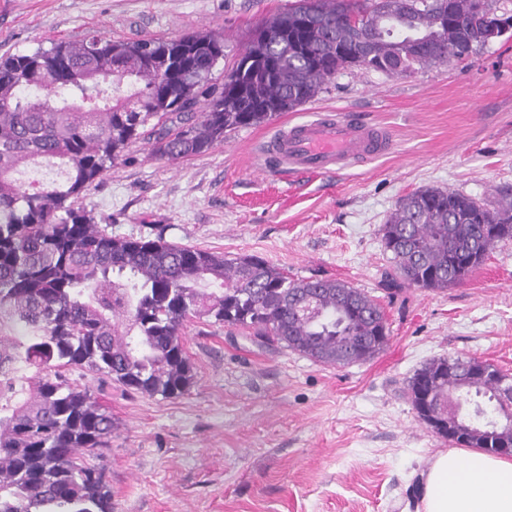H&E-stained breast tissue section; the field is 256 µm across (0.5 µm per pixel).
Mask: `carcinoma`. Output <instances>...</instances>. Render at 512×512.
Masks as SVG:
<instances>
[{"label":"carcinoma","mask_w":512,"mask_h":512,"mask_svg":"<svg viewBox=\"0 0 512 512\" xmlns=\"http://www.w3.org/2000/svg\"><path fill=\"white\" fill-rule=\"evenodd\" d=\"M485 7L474 18L472 0H296L263 21L287 24L285 38L248 47L219 86L209 84L224 56L216 34L112 40L95 30L0 60V512H112L93 462L112 437V414L65 368L181 397L194 382L182 332L204 317L324 365L383 350L382 308L347 282L291 280L261 257L161 232L114 237L81 200L139 140L176 162L296 110L343 70L406 75L459 60L484 47L487 25L512 16L493 0ZM487 224L511 228L491 236ZM380 234L390 283L446 289L512 238V202L490 209L424 188L399 200ZM506 378L476 358L443 356L418 369L405 394L433 433L491 454L494 441L512 438ZM457 421L471 426L463 440L448 434Z\"/></svg>","instance_id":"1"}]
</instances>
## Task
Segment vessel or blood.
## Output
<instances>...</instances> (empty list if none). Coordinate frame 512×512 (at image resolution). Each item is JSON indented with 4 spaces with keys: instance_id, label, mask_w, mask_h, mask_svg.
Returning a JSON list of instances; mask_svg holds the SVG:
<instances>
[{
    "instance_id": "b4317fda",
    "label": "vessel or blood",
    "mask_w": 512,
    "mask_h": 512,
    "mask_svg": "<svg viewBox=\"0 0 512 512\" xmlns=\"http://www.w3.org/2000/svg\"><path fill=\"white\" fill-rule=\"evenodd\" d=\"M392 147L386 129L354 112H326L310 121L280 126L261 156L291 173H327L366 162Z\"/></svg>"
}]
</instances>
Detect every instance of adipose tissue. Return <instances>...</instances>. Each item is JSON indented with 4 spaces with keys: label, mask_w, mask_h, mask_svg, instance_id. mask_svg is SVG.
Segmentation results:
<instances>
[{
    "label": "adipose tissue",
    "mask_w": 512,
    "mask_h": 512,
    "mask_svg": "<svg viewBox=\"0 0 512 512\" xmlns=\"http://www.w3.org/2000/svg\"><path fill=\"white\" fill-rule=\"evenodd\" d=\"M416 512H512V461L478 449L439 452L420 474Z\"/></svg>",
    "instance_id": "ef3b65f1"
}]
</instances>
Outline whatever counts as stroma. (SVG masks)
<instances>
[{
    "instance_id": "stroma-1",
    "label": "stroma",
    "mask_w": 512,
    "mask_h": 512,
    "mask_svg": "<svg viewBox=\"0 0 512 512\" xmlns=\"http://www.w3.org/2000/svg\"><path fill=\"white\" fill-rule=\"evenodd\" d=\"M289 0H0V56L77 41L174 39L213 31L224 57ZM327 110L389 130L392 149L346 169L288 178L259 144L285 122ZM452 189L496 207L512 188V39L460 63L389 77L342 71L312 101L228 133L203 154L166 162L133 144L84 203L116 237L154 236L256 255L294 280L360 288L381 306L387 346L327 366L257 343L244 330L193 320L183 341L195 381L176 399L128 392L69 371L111 413L99 458L113 512H415L414 476L446 439L422 425L402 390L431 359L475 357L512 373V239L463 284L384 287L391 270L379 229L404 196Z\"/></svg>"
}]
</instances>
